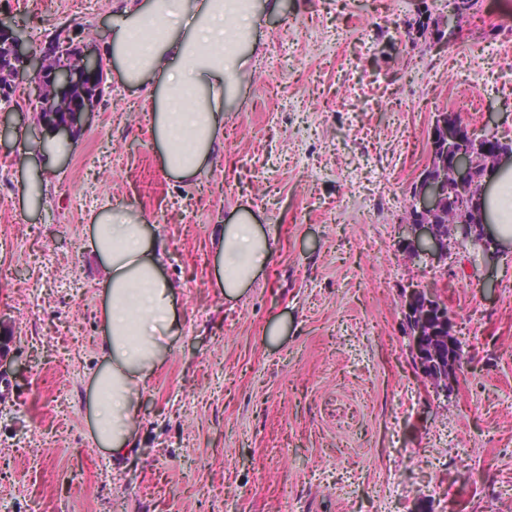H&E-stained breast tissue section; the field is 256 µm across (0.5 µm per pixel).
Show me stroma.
Segmentation results:
<instances>
[{"label":"stroma","mask_w":512,"mask_h":512,"mask_svg":"<svg viewBox=\"0 0 512 512\" xmlns=\"http://www.w3.org/2000/svg\"><path fill=\"white\" fill-rule=\"evenodd\" d=\"M255 34L224 141L190 185L164 175L149 91L106 69L68 139L31 151L30 81L0 84V512H512V250L402 243L438 113L512 138V0H280ZM125 0H0L34 47L102 54ZM35 184L30 196L23 187ZM157 225L180 333L122 462L88 436L100 364L92 212ZM277 239L233 297L212 235L240 208ZM435 291L463 350L455 379L410 354L404 288ZM84 481L75 487L73 473Z\"/></svg>","instance_id":"stroma-1"}]
</instances>
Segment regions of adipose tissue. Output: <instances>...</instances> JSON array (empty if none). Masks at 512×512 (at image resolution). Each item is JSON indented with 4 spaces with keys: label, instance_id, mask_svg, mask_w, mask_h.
Instances as JSON below:
<instances>
[{
    "label": "adipose tissue",
    "instance_id": "1",
    "mask_svg": "<svg viewBox=\"0 0 512 512\" xmlns=\"http://www.w3.org/2000/svg\"><path fill=\"white\" fill-rule=\"evenodd\" d=\"M260 22L255 0H132L112 15L104 54L132 87L150 90L153 140L167 176L188 183L221 144L224 102L235 96L239 54ZM500 240H512V165L501 164L481 201ZM102 276L100 365L90 383L96 444L125 459L140 440L142 392L178 335L176 285L162 272L156 227L107 205L92 218ZM215 277L227 295L254 280L276 240L247 210L212 237Z\"/></svg>",
    "mask_w": 512,
    "mask_h": 512
}]
</instances>
